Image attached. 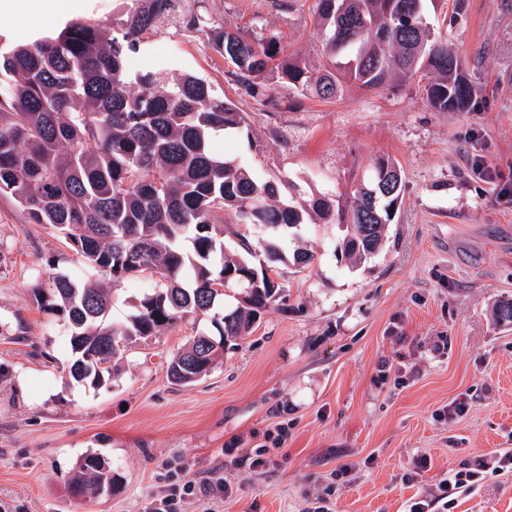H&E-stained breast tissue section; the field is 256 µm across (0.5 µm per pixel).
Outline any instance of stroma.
Masks as SVG:
<instances>
[{
  "mask_svg": "<svg viewBox=\"0 0 512 512\" xmlns=\"http://www.w3.org/2000/svg\"><path fill=\"white\" fill-rule=\"evenodd\" d=\"M131 3L76 0L50 24L0 12V33L108 26ZM317 3L174 0L128 71L165 64L173 78L201 77L232 100L248 127L216 138L215 151L280 182L282 199L298 206L334 199L376 157L396 159L404 194L382 245L350 266L343 226L306 219L280 243L307 248L313 263L286 269L279 301L225 345L208 377L174 385L167 362L197 334L215 333L210 313L128 344L95 389L68 374L66 323L31 299L51 265L79 280L90 272L57 232L0 197V512H139L174 473L235 488L178 512H307L318 497L330 512H406L479 460L484 483L455 494L449 512H512V469L498 458L512 449V323L493 315L512 301V208L500 201L512 182V0H437L429 12L476 90L466 112L432 108L420 78L372 92L348 83L329 100L273 82L260 99L233 81L206 35L222 26L275 36L302 66L322 70ZM480 161L497 179L482 177ZM464 395L467 411L447 415ZM281 421L288 436L266 466L234 464ZM89 454L109 461L120 483L78 498L70 482Z\"/></svg>",
  "mask_w": 512,
  "mask_h": 512,
  "instance_id": "stroma-1",
  "label": "stroma"
}]
</instances>
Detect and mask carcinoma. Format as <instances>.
Instances as JSON below:
<instances>
[{
	"label": "carcinoma",
	"mask_w": 512,
	"mask_h": 512,
	"mask_svg": "<svg viewBox=\"0 0 512 512\" xmlns=\"http://www.w3.org/2000/svg\"><path fill=\"white\" fill-rule=\"evenodd\" d=\"M435 0H319L318 22L328 68L309 71L284 55L280 39L254 41L225 28L211 31L216 50L230 60L237 81L265 91L264 82L288 85L323 99L341 82L367 90L426 76V97L439 112H463L472 102L460 56L427 20ZM173 0H134L115 27L67 22L55 36L17 41L0 35V195L16 201L33 224L55 229L82 263L112 285L155 279L160 286L136 299L119 326L109 320L112 295L103 285L65 272L32 289L40 310L67 323L73 358L69 373L95 388L111 375L119 341L166 332L178 320L204 315L240 287L237 305L220 319L226 341L246 335L284 290L281 266L301 271L314 255L283 251L279 236L310 214L346 227L341 251L355 265L383 241L403 188L372 202L362 183L398 168L375 158L369 174L334 203L312 211L280 200L279 184L258 181L244 166L217 154L212 139L247 126V115L214 94L202 78L168 80L163 65L130 76L127 60L144 49L142 35L169 16ZM376 209L382 227L367 245L351 237L360 214ZM269 226L256 250L237 232L242 252L224 250L227 225ZM248 272L252 283L241 281ZM208 335L167 365L169 380L190 386L209 375L217 352L197 358ZM112 466L88 455L71 480L84 497L113 489Z\"/></svg>",
	"instance_id": "obj_1"
}]
</instances>
